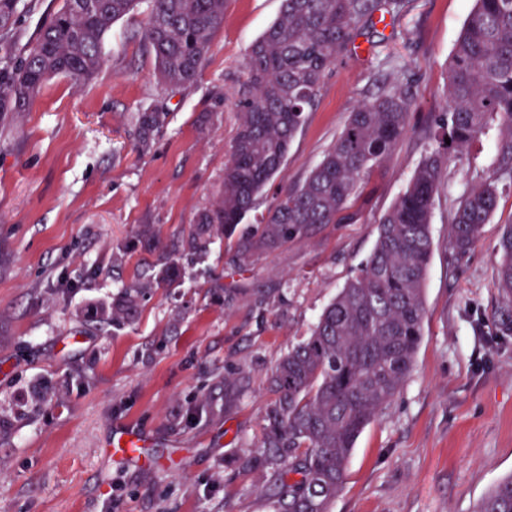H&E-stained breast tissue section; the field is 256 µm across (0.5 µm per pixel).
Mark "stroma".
Masks as SVG:
<instances>
[{"label":"stroma","instance_id":"1","mask_svg":"<svg viewBox=\"0 0 512 512\" xmlns=\"http://www.w3.org/2000/svg\"><path fill=\"white\" fill-rule=\"evenodd\" d=\"M473 5L408 0L357 37L362 54L329 66L242 228L303 182L394 64L411 84V132L366 178L349 220L243 273L223 237L188 242L222 185L246 49L282 0H225L197 80L175 91L158 81L144 14L131 13L107 31L92 80L52 77L28 111L0 122V512H268L261 473L241 466L273 399L268 378L371 254L427 148L417 131L444 102ZM147 109L160 118L146 131ZM494 159L488 136L448 162L414 369L358 437L331 512H476L512 476V331L495 288L512 191L459 266L448 252L449 206ZM134 289L137 315L113 325V302ZM238 371L249 387L228 411L224 375ZM125 427L151 440L141 460L103 453Z\"/></svg>","mask_w":512,"mask_h":512}]
</instances>
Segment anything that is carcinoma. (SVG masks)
I'll return each instance as SVG.
<instances>
[{
	"label": "carcinoma",
	"instance_id": "obj_1",
	"mask_svg": "<svg viewBox=\"0 0 512 512\" xmlns=\"http://www.w3.org/2000/svg\"><path fill=\"white\" fill-rule=\"evenodd\" d=\"M145 6L144 40L159 82L193 83L224 20V0H63L36 37L15 46L20 14L36 0H0V117L24 112L48 79L76 84L103 63L112 23ZM406 0H283L278 18L245 56V80L233 101L239 125L210 208L192 239L236 238L233 265L338 224L361 181L409 132L410 87L398 80L348 114L334 143L303 183L286 191L258 224L235 235L314 105L327 68L362 28L396 17ZM497 123L496 159L482 181L453 204L450 248L457 260L475 246L499 196L512 187V0H475L448 63L445 102L421 130L428 149L406 189L377 226L374 249L322 311L308 336L288 349L269 378L261 451L245 467L266 475L270 512H330L342 490L355 440L400 394L423 336V283L433 249L431 217L448 188V156L471 147ZM450 142H445V139ZM495 286L512 326V225L499 243ZM137 296L112 305V323L133 316ZM248 384L224 376V406ZM477 512H512V476L482 498Z\"/></svg>",
	"mask_w": 512,
	"mask_h": 512
}]
</instances>
